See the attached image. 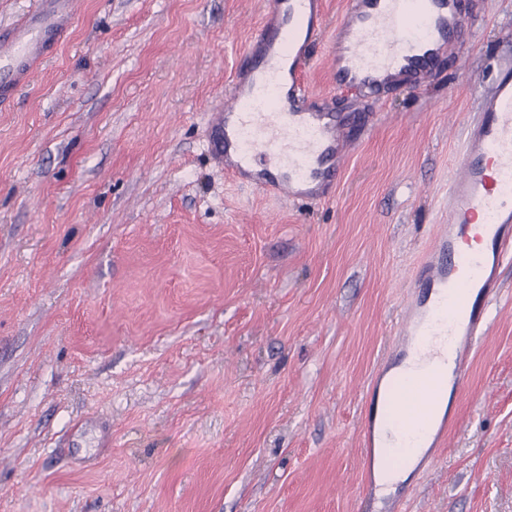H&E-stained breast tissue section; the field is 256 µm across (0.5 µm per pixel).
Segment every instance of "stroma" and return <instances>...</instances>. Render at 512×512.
I'll list each match as a JSON object with an SVG mask.
<instances>
[{"instance_id":"stroma-1","label":"stroma","mask_w":512,"mask_h":512,"mask_svg":"<svg viewBox=\"0 0 512 512\" xmlns=\"http://www.w3.org/2000/svg\"><path fill=\"white\" fill-rule=\"evenodd\" d=\"M308 82L347 126L332 201L218 168L208 121L266 0H81L0 108V512H512V262L448 445L390 493L360 458L460 130L512 61V0H462L421 86Z\"/></svg>"}]
</instances>
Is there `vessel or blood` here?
I'll return each instance as SVG.
<instances>
[{
    "label": "vessel or blood",
    "instance_id": "obj_1",
    "mask_svg": "<svg viewBox=\"0 0 512 512\" xmlns=\"http://www.w3.org/2000/svg\"><path fill=\"white\" fill-rule=\"evenodd\" d=\"M76 0H36L0 26V106L69 37ZM460 0H351L330 53L337 85L368 93L395 77L419 79L458 39ZM324 29L323 0H268L244 63L209 123L215 161L234 180L281 197L321 200L339 169L342 121L312 102L307 46ZM448 183V224L413 274L418 292L399 331L412 354L388 387L382 413H367L362 457L374 464L378 441L392 457L409 455L425 433L444 439L435 421L449 384L465 386L463 362L448 345H471L488 328L498 271L512 255V63L500 66L476 121L467 123Z\"/></svg>",
    "mask_w": 512,
    "mask_h": 512
}]
</instances>
